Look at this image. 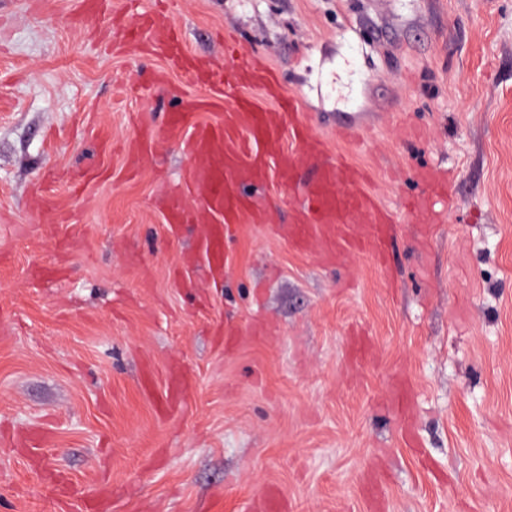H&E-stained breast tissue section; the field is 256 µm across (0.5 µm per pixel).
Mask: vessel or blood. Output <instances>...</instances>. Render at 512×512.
<instances>
[{"instance_id": "vessel-or-blood-1", "label": "vessel or blood", "mask_w": 512, "mask_h": 512, "mask_svg": "<svg viewBox=\"0 0 512 512\" xmlns=\"http://www.w3.org/2000/svg\"><path fill=\"white\" fill-rule=\"evenodd\" d=\"M124 2L135 16L129 42L152 45L207 93L203 99H185L179 111L169 114L168 124L189 130L184 143L193 164L198 206L210 222L203 240L209 256L225 253L233 225L261 221L264 204L257 188L273 168L295 202L292 220L283 227L292 242L329 264L344 263L354 253L386 259L392 218L371 189L367 173L346 156L328 153L308 119L297 112L295 98L279 92L273 72L249 63L227 73L211 61L190 59L171 16L146 8L145 0ZM223 98L233 103L227 119L188 126L190 113L213 109ZM286 132L295 149L284 148ZM314 159L320 162L316 177L297 184L298 169ZM416 180L422 191L406 199L404 207L431 216V200L451 196V175L430 166L420 168Z\"/></svg>"}]
</instances>
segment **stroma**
<instances>
[{
	"instance_id": "35a3bbf8",
	"label": "stroma",
	"mask_w": 512,
	"mask_h": 512,
	"mask_svg": "<svg viewBox=\"0 0 512 512\" xmlns=\"http://www.w3.org/2000/svg\"><path fill=\"white\" fill-rule=\"evenodd\" d=\"M97 2L0 0V512H512V0H168L395 217L387 265H325L272 175L223 271L162 207L200 89ZM427 165L456 181L425 241Z\"/></svg>"
}]
</instances>
